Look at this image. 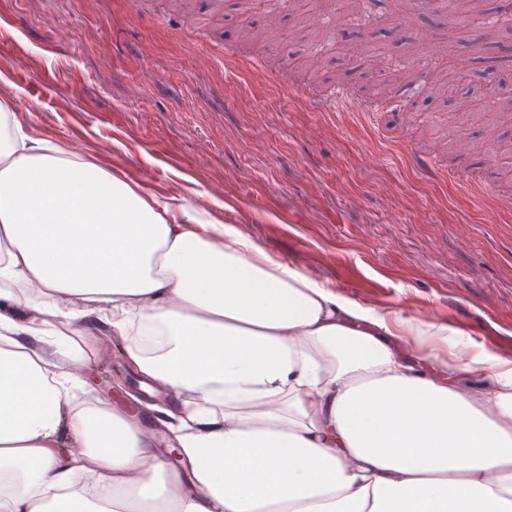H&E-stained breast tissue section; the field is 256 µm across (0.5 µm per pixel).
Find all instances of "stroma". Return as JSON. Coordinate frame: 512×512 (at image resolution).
Listing matches in <instances>:
<instances>
[{"mask_svg": "<svg viewBox=\"0 0 512 512\" xmlns=\"http://www.w3.org/2000/svg\"><path fill=\"white\" fill-rule=\"evenodd\" d=\"M363 3L341 27L343 0H259L248 17L234 0L220 14L206 0L191 13L168 0H0V90L24 129L145 193L185 198L276 261L397 313L405 339L454 326L462 333L449 345L512 359V122L497 124L491 153L483 123L452 122L457 97L483 114L512 89V60L493 45L470 49L502 23L497 0H483L454 41L431 44L399 26L395 0ZM273 15L278 35L265 46L238 40ZM311 15L329 41L300 40ZM372 49L388 71L413 68L407 106L368 68ZM447 78L454 100H425ZM340 88L357 104H334ZM414 153L439 173L413 167ZM85 327L102 339L83 370L88 401L137 415L166 455L165 396L147 409L134 402L121 337L95 315Z\"/></svg>", "mask_w": 512, "mask_h": 512, "instance_id": "stroma-1", "label": "stroma"}]
</instances>
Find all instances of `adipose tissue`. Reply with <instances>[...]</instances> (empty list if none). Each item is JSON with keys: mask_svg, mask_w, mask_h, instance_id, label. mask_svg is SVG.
<instances>
[{"mask_svg": "<svg viewBox=\"0 0 512 512\" xmlns=\"http://www.w3.org/2000/svg\"><path fill=\"white\" fill-rule=\"evenodd\" d=\"M92 314L167 397L179 467L85 400ZM401 325L0 95V512H512V360L402 351ZM46 332L60 356L23 342Z\"/></svg>", "mask_w": 512, "mask_h": 512, "instance_id": "1", "label": "adipose tissue"}]
</instances>
